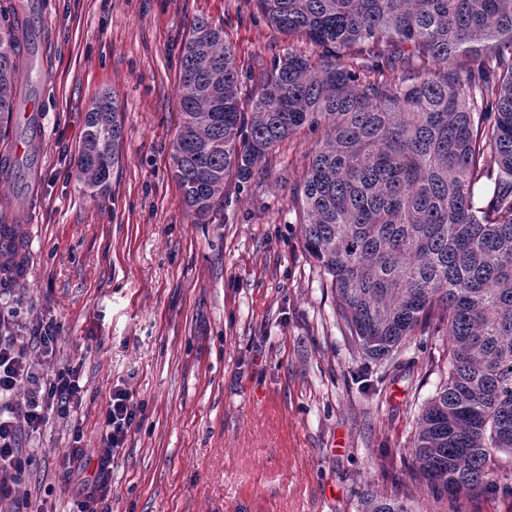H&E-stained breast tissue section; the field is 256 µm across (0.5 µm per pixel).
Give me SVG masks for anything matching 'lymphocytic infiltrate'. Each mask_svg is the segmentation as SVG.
<instances>
[{
	"instance_id": "f902f5d3",
	"label": "lymphocytic infiltrate",
	"mask_w": 512,
	"mask_h": 512,
	"mask_svg": "<svg viewBox=\"0 0 512 512\" xmlns=\"http://www.w3.org/2000/svg\"><path fill=\"white\" fill-rule=\"evenodd\" d=\"M56 339L57 327L51 321L37 322L26 336L0 334V497L19 496L23 512H48L45 502H32L27 492L34 475V456L23 450V436L38 432L49 411L67 415L82 399L83 388L76 375L69 371L44 374L34 358L35 352H52ZM20 388L26 391L21 403L13 399ZM138 412L129 391L114 387L100 437L98 470L92 478L84 474L90 451L79 447L83 433L75 431L76 444L65 454L62 468L76 512H112V468Z\"/></svg>"
}]
</instances>
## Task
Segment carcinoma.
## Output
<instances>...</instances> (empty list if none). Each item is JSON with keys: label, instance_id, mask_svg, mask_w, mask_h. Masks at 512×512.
<instances>
[{"label": "carcinoma", "instance_id": "carcinoma-1", "mask_svg": "<svg viewBox=\"0 0 512 512\" xmlns=\"http://www.w3.org/2000/svg\"><path fill=\"white\" fill-rule=\"evenodd\" d=\"M318 48L290 49L242 102L224 28L198 16L179 73L174 176L206 224L231 175L284 138L323 131L297 191L307 250L367 360L418 331L448 336V371L411 451L432 491L497 488L512 455V0H251ZM16 19L0 24V112L27 81ZM123 122L102 93L77 169L105 192ZM358 512H411L366 486Z\"/></svg>", "mask_w": 512, "mask_h": 512}]
</instances>
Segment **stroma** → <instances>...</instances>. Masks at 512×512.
Here are the masks:
<instances>
[{"instance_id":"35a3bbf8","label":"stroma","mask_w":512,"mask_h":512,"mask_svg":"<svg viewBox=\"0 0 512 512\" xmlns=\"http://www.w3.org/2000/svg\"><path fill=\"white\" fill-rule=\"evenodd\" d=\"M47 71L39 177L10 215L29 225L20 276L0 284L16 324L60 327L43 371H73L81 402L49 413L28 490L70 512L61 470L73 443L99 448L109 395L140 414L112 471V512H357L366 485L413 512H512V455L499 487L435 496L410 451L416 418L447 364V342L416 335L398 365L364 363L304 245L293 193L321 137L303 129L246 182L229 178L195 223L174 177L178 74L190 22L223 26L250 96L277 56L312 53L248 0H41ZM123 114L108 189L76 161L104 91Z\"/></svg>"}]
</instances>
